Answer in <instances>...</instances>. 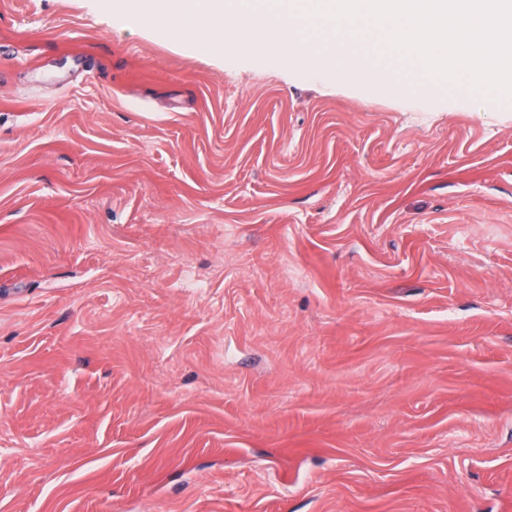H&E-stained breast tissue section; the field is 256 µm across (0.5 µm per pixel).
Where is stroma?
Returning <instances> with one entry per match:
<instances>
[{
    "mask_svg": "<svg viewBox=\"0 0 512 512\" xmlns=\"http://www.w3.org/2000/svg\"><path fill=\"white\" fill-rule=\"evenodd\" d=\"M0 0V512H512V103Z\"/></svg>",
    "mask_w": 512,
    "mask_h": 512,
    "instance_id": "obj_1",
    "label": "stroma"
}]
</instances>
